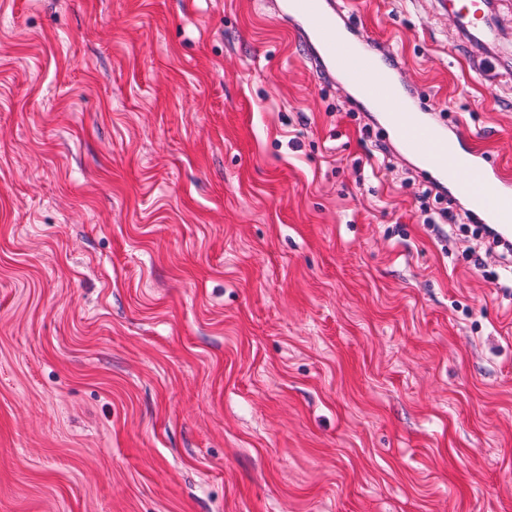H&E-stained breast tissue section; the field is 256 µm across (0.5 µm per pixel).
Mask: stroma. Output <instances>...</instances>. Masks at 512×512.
<instances>
[{
	"instance_id": "obj_1",
	"label": "stroma",
	"mask_w": 512,
	"mask_h": 512,
	"mask_svg": "<svg viewBox=\"0 0 512 512\" xmlns=\"http://www.w3.org/2000/svg\"><path fill=\"white\" fill-rule=\"evenodd\" d=\"M324 2L512 182V0L482 71L448 0ZM300 27L0 0V512H512V268Z\"/></svg>"
}]
</instances>
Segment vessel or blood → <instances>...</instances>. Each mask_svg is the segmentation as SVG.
<instances>
[{"mask_svg":"<svg viewBox=\"0 0 512 512\" xmlns=\"http://www.w3.org/2000/svg\"><path fill=\"white\" fill-rule=\"evenodd\" d=\"M454 12L468 40L493 39L495 29L488 15V0H453ZM283 18H298L315 39L318 58L338 71L345 82L361 91L377 109L390 107L394 138L410 156L432 166L458 196L474 201L496 235L512 241V189L499 185L481 168L476 158L464 157L456 144L432 126L416 123L405 96L400 95L390 64L378 55L371 41L357 44L344 39L323 0H283Z\"/></svg>","mask_w":512,"mask_h":512,"instance_id":"vessel-or-blood-1","label":"vessel or blood"}]
</instances>
